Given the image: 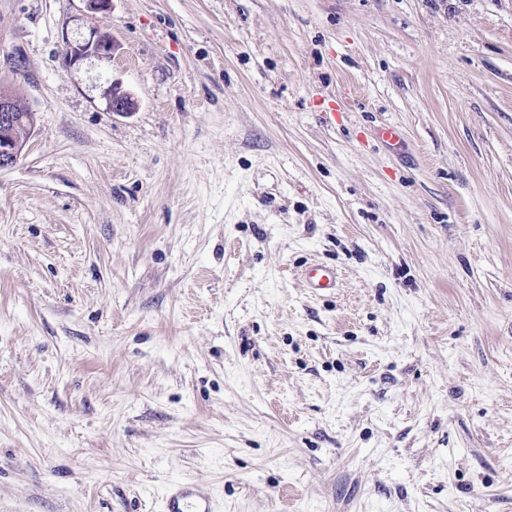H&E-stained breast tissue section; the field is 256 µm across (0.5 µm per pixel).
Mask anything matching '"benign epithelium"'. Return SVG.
I'll use <instances>...</instances> for the list:
<instances>
[{
	"instance_id": "7a95c632",
	"label": "benign epithelium",
	"mask_w": 512,
	"mask_h": 512,
	"mask_svg": "<svg viewBox=\"0 0 512 512\" xmlns=\"http://www.w3.org/2000/svg\"><path fill=\"white\" fill-rule=\"evenodd\" d=\"M112 38L106 33H95L84 44L70 46L69 59L75 63L89 52L111 56ZM110 111L128 114L136 109L137 101L128 92L112 84L107 95ZM36 127V113L20 103L17 93L9 87H0V170L13 166L22 156Z\"/></svg>"
}]
</instances>
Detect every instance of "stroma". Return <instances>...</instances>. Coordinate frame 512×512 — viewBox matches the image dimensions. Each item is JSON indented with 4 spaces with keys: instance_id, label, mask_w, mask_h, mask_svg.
Segmentation results:
<instances>
[{
    "instance_id": "stroma-1",
    "label": "stroma",
    "mask_w": 512,
    "mask_h": 512,
    "mask_svg": "<svg viewBox=\"0 0 512 512\" xmlns=\"http://www.w3.org/2000/svg\"><path fill=\"white\" fill-rule=\"evenodd\" d=\"M0 83V512H512V0H0ZM70 63H76L84 58L89 51L96 54L111 56L113 50L112 38L107 33H94L93 36L84 44H71L69 46ZM107 104L111 112L128 114L136 109L137 101L130 93L121 90L116 83H112L107 95ZM36 127V114L20 103L17 93L0 87V170L22 156ZM302 276L309 288H335L337 286V273L333 269L319 264L308 266ZM163 512H215V501L203 483L178 482L166 490Z\"/></svg>"
}]
</instances>
